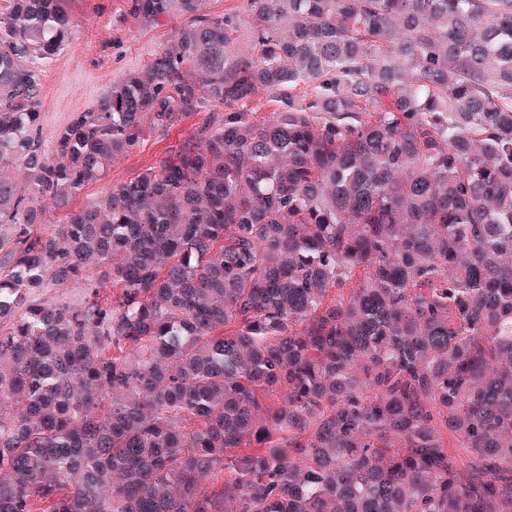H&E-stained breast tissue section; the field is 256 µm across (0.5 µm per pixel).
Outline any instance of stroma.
Returning <instances> with one entry per match:
<instances>
[{"label":"stroma","mask_w":512,"mask_h":512,"mask_svg":"<svg viewBox=\"0 0 512 512\" xmlns=\"http://www.w3.org/2000/svg\"><path fill=\"white\" fill-rule=\"evenodd\" d=\"M127 8L128 0H73L74 27L61 50L42 66L39 99L44 142H52L56 129L75 113L95 107L112 80L143 67L167 41L169 25L137 26ZM187 133L183 126L148 136L112 167L106 181L86 187L84 196H100L107 182L130 178L156 165Z\"/></svg>","instance_id":"obj_1"}]
</instances>
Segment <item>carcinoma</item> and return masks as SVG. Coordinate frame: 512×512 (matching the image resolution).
<instances>
[{"instance_id": "carcinoma-1", "label": "carcinoma", "mask_w": 512, "mask_h": 512, "mask_svg": "<svg viewBox=\"0 0 512 512\" xmlns=\"http://www.w3.org/2000/svg\"><path fill=\"white\" fill-rule=\"evenodd\" d=\"M71 2L0 11V512H512V0H130L48 149ZM127 0H73L74 27L43 70L41 136L50 145L55 131L76 112L95 107L113 79L141 69L168 40L176 24L143 28L127 15ZM199 117H194L184 126L171 130L168 134L155 133L148 136L145 141L136 147L125 158L112 166L108 176L93 185L86 187L79 197L82 202L86 197L94 198L100 196L106 185L113 181L130 178L142 169L155 166L164 156L168 148L176 144L182 137L186 136L189 129L197 122Z\"/></svg>"}]
</instances>
